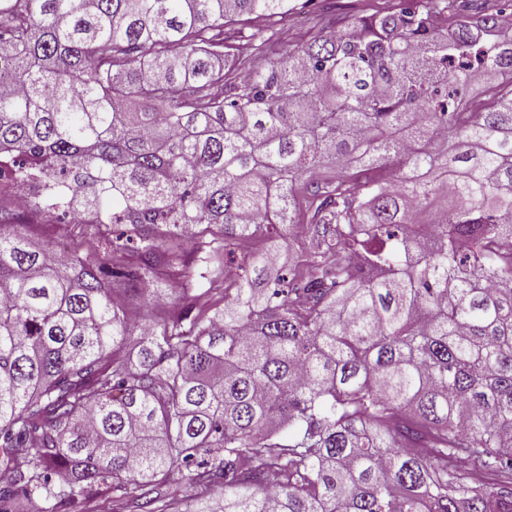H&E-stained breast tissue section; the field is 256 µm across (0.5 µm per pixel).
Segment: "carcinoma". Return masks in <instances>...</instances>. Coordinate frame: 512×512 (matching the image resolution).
I'll return each instance as SVG.
<instances>
[{"instance_id":"carcinoma-1","label":"carcinoma","mask_w":512,"mask_h":512,"mask_svg":"<svg viewBox=\"0 0 512 512\" xmlns=\"http://www.w3.org/2000/svg\"><path fill=\"white\" fill-rule=\"evenodd\" d=\"M286 12L0 0V196L127 224L102 247L132 252L58 253L0 205V512H180L167 479L200 453L186 512H512V33L406 6L224 91V25ZM215 230L199 277L230 286L190 320L159 270ZM114 278L155 282L163 323ZM112 288H114V292L117 295L126 297L130 312L134 317L137 318V320L146 314L152 321L160 320V318L164 316V309H152L147 312V310H145L142 306V299L127 293L125 288L128 287L123 283L116 281L112 284Z\"/></svg>"}]
</instances>
